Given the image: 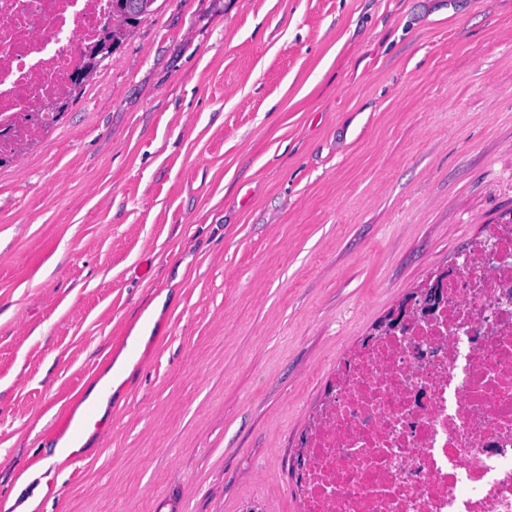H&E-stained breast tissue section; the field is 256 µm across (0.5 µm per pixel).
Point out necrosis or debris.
<instances>
[{
    "label": "necrosis or debris",
    "mask_w": 512,
    "mask_h": 512,
    "mask_svg": "<svg viewBox=\"0 0 512 512\" xmlns=\"http://www.w3.org/2000/svg\"><path fill=\"white\" fill-rule=\"evenodd\" d=\"M110 0H0V162L52 116ZM448 304L358 350L293 475L300 512H512V224L461 255Z\"/></svg>",
    "instance_id": "necrosis-or-debris-1"
}]
</instances>
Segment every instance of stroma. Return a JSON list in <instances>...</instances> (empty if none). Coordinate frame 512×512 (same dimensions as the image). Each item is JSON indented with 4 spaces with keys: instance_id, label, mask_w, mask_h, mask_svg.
Wrapping results in <instances>:
<instances>
[{
    "instance_id": "stroma-1",
    "label": "stroma",
    "mask_w": 512,
    "mask_h": 512,
    "mask_svg": "<svg viewBox=\"0 0 512 512\" xmlns=\"http://www.w3.org/2000/svg\"><path fill=\"white\" fill-rule=\"evenodd\" d=\"M509 214L512 0H156L0 168V512H297L338 363Z\"/></svg>"
}]
</instances>
